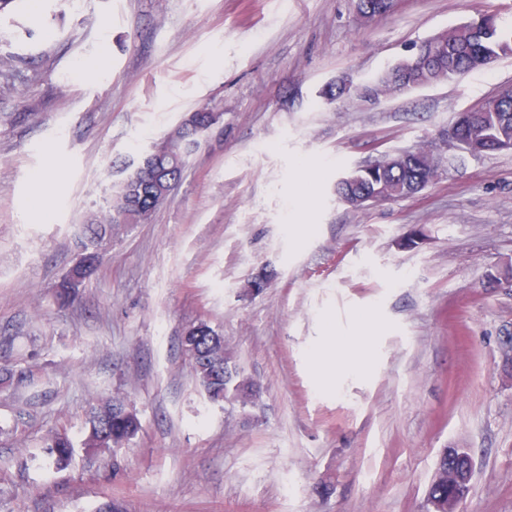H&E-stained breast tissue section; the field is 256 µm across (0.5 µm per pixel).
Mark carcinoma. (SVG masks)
Returning a JSON list of instances; mask_svg holds the SVG:
<instances>
[{
	"mask_svg": "<svg viewBox=\"0 0 512 512\" xmlns=\"http://www.w3.org/2000/svg\"><path fill=\"white\" fill-rule=\"evenodd\" d=\"M354 12L363 20L371 21L391 15L397 0H351ZM512 52V24L502 22L492 12L455 27L439 36L420 43L404 64L389 70L378 83L395 84L401 89H414L426 84L452 80L456 76L481 71L500 55ZM474 121L463 131L471 154L482 155L496 151L503 138L512 139V92L505 90L484 97L472 108ZM214 109L203 108L187 115L160 143L156 152L147 153L148 172L137 170L131 161L120 164L123 173L112 192L106 210L93 215L84 231V253L59 285L58 295L68 299L94 272L103 245L112 239L118 224H145L152 219L157 207L166 199L165 184L181 179L186 164L183 145L190 142L198 147L207 127L214 122ZM438 163L433 154L424 149L403 152L399 157L388 156L374 164L359 165L336 181V196L355 203L369 197L403 199L419 193L438 176ZM207 341L213 356L210 366H193L196 378L208 398L222 401L228 394L247 403L253 397V387L245 381H236L237 372L224 358V336L209 322L199 320L187 327L181 336V347L186 356L198 348L200 340ZM28 379L26 371L7 365L0 366V381L16 385ZM140 430L137 414L117 398H108L95 407L88 418V432L82 448L86 457L97 459L105 450L120 447L132 440ZM55 464L62 466L73 454V443L66 433L56 432L45 441ZM459 468L448 465V456L442 455L437 473L432 479L428 495L432 500H448V493L458 484Z\"/></svg>",
	"mask_w": 512,
	"mask_h": 512,
	"instance_id": "obj_1",
	"label": "carcinoma"
}]
</instances>
